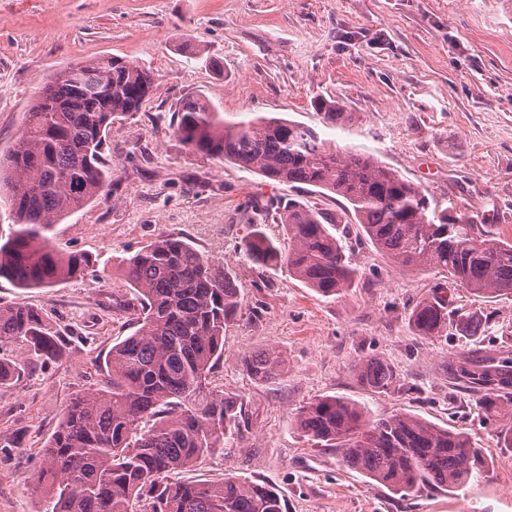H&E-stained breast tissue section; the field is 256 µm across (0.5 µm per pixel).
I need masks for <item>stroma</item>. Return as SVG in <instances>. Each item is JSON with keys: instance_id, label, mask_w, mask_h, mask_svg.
Instances as JSON below:
<instances>
[{"instance_id": "obj_1", "label": "stroma", "mask_w": 512, "mask_h": 512, "mask_svg": "<svg viewBox=\"0 0 512 512\" xmlns=\"http://www.w3.org/2000/svg\"><path fill=\"white\" fill-rule=\"evenodd\" d=\"M103 55L149 69L155 87L139 112L107 130L109 198L51 232L53 246L89 257L97 277L50 288L0 279V305L41 310L67 347L63 358L0 384V512H45L30 475L63 409L105 381L102 359L133 331L135 294L118 262L163 236L186 238L228 267L242 301L214 382L246 401L249 430L186 479L231 473L272 483L287 512H512V447L485 423L477 395L448 376L463 349L512 345V296L452 289L453 308L486 316L480 336L452 327L416 335L410 310L437 275L392 264L356 224L343 243L359 278L341 295L320 296L287 269L251 264L244 237L258 224L281 239L274 216L287 200L333 214L345 200L189 154L175 133L192 96L228 120L284 117L320 129L329 146L375 157L439 207L512 239V0H0V155L15 148L43 82ZM318 96L352 122L324 128L311 107ZM269 345L285 365L260 383L243 358ZM373 356L395 367L399 388L374 395L358 385L354 361ZM329 395L364 404L373 418L405 412L464 432L488 465L459 490L393 494L296 430L300 408Z\"/></svg>"}]
</instances>
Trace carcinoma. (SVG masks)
<instances>
[{"mask_svg":"<svg viewBox=\"0 0 512 512\" xmlns=\"http://www.w3.org/2000/svg\"><path fill=\"white\" fill-rule=\"evenodd\" d=\"M152 72L119 57H96L54 74L25 112L16 147L0 157V191L9 200V233L0 235V279L18 288H49L81 277L90 262L50 244L54 224L108 195L112 172L103 156L116 118L140 111L154 90ZM314 109L329 129L352 115L318 97ZM175 133L189 152L224 160L270 180L314 186L343 197L346 214L390 261L442 277L418 301L409 321L419 336L441 334L453 319L466 336L484 326L477 312L450 309L448 289L483 297L512 295V241L453 207L440 209L417 185L373 157L326 145L316 128L274 116L226 120L190 97ZM283 250L260 225L243 254L259 266H283L323 297L353 286L358 269L334 231L340 221L291 200L279 214ZM139 298L137 328L112 345L106 384L76 396L30 477L51 494L50 512H286L281 490L226 475L216 481L177 478L224 451L246 426L244 403L213 385L224 359V326L241 314L231 272L177 237H160L120 260ZM19 358L0 360V383L28 359L56 360L65 342L42 313L0 305V345ZM259 382L276 379L284 359L276 346L244 357ZM359 385L386 394L399 385L387 361L353 364ZM454 383L480 394L489 421L512 418V351L472 349L450 366ZM295 425L314 448L336 452L340 465L404 498L426 486L458 490L478 477L484 456L463 432L419 416L372 419L343 396H322L300 408Z\"/></svg>","mask_w":512,"mask_h":512,"instance_id":"carcinoma-1","label":"carcinoma"}]
</instances>
